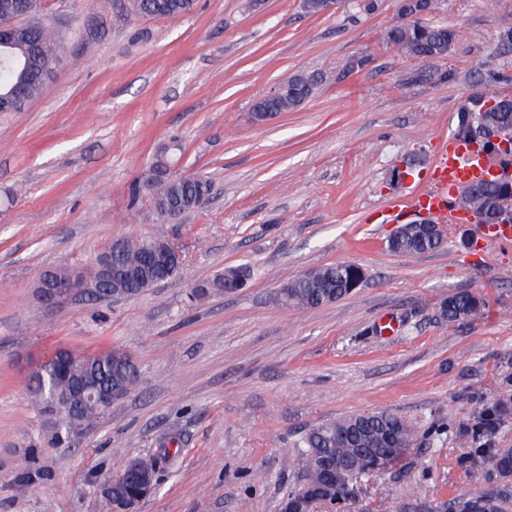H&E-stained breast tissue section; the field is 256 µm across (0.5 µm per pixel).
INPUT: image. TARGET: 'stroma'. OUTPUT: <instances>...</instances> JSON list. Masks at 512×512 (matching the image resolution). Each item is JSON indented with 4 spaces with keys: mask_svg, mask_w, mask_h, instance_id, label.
<instances>
[{
    "mask_svg": "<svg viewBox=\"0 0 512 512\" xmlns=\"http://www.w3.org/2000/svg\"><path fill=\"white\" fill-rule=\"evenodd\" d=\"M109 2L43 0L59 66L23 111L0 112V512H100L98 484L170 435L172 460L137 512H279L302 484L301 438L379 410L415 442L362 477L355 502L318 512L512 496V479L477 487L467 475L483 443L512 448V240L462 224L407 256L388 249L384 221L429 187L438 139L468 98L488 85L512 98V0H438L429 22L458 37L430 62L384 43L399 0L314 16L303 0H197L172 19ZM298 72L328 80L254 124V99ZM174 141L175 172L212 190L162 222L132 190ZM133 233L175 242L181 272L136 297L39 301L44 268L89 266ZM342 262L365 273L348 296L278 303L289 280ZM241 264L254 271L246 288L191 300L198 281ZM461 292L483 307L448 325L441 308ZM112 347L133 358L137 386L81 438L48 444L29 370L61 348Z\"/></svg>",
    "mask_w": 512,
    "mask_h": 512,
    "instance_id": "obj_1",
    "label": "stroma"
}]
</instances>
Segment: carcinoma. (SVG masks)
I'll list each match as a JSON object with an SVG mask.
<instances>
[{"label": "carcinoma", "instance_id": "1", "mask_svg": "<svg viewBox=\"0 0 512 512\" xmlns=\"http://www.w3.org/2000/svg\"><path fill=\"white\" fill-rule=\"evenodd\" d=\"M132 11L152 17L175 18L191 12L194 0H130ZM457 33L443 25L423 23L419 20L396 22L383 34L386 44L400 55L421 61L441 59L456 40ZM59 37L44 23L26 28L23 38L0 36V94L6 95L17 88L25 90L29 99L38 97L59 63ZM328 79L323 73H301L286 79L288 95L275 101L278 111L287 112L311 99ZM506 127L512 130V99L500 96L493 90L476 93L457 113L456 137L467 138L485 128ZM147 191L161 189L154 196V212L165 218L174 211L186 213L207 197L212 188L205 176H183L169 172L167 159L156 160L143 181ZM475 193L458 198L460 207L482 217L494 214L493 204L499 198L500 188L494 184H479ZM148 239L129 236L125 250L119 258L124 269L138 273L134 279L112 282V291L124 298L137 296L151 288L144 275ZM441 245V238L420 236V228L411 227L392 245L391 251L402 255H417ZM364 278L362 269L352 263H339L312 268L288 281L280 292L288 305L295 308H316L332 303L350 294ZM480 310V302L470 293H459L448 298L441 309V318L452 325ZM127 353L119 349H106L93 359L86 372L107 387L121 384L127 390L137 384V367L126 361ZM57 365L50 364L43 371L42 385L31 390L29 396L33 410L47 415L51 392L64 389L56 374ZM70 421L54 422L49 428L51 441L62 445L69 437ZM414 433L406 421L386 411L360 413L321 424L302 438L300 447L304 463V481L316 484L321 478V466L328 463L346 469L345 483L333 492L342 501L354 495V485L364 476L369 459L384 456L390 460L410 447ZM170 452L163 448L158 453L138 459L142 470L159 477ZM496 473L503 479L512 477V448H482L469 464V478L481 482L488 474ZM480 512H512V499L506 495L483 492L474 497H461L448 502V512H473L472 505Z\"/></svg>", "mask_w": 512, "mask_h": 512}]
</instances>
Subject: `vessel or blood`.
<instances>
[{
	"label": "vessel or blood",
	"instance_id": "vessel-or-blood-1",
	"mask_svg": "<svg viewBox=\"0 0 512 512\" xmlns=\"http://www.w3.org/2000/svg\"><path fill=\"white\" fill-rule=\"evenodd\" d=\"M437 179L426 192L412 194L409 206L437 218H446L454 202L453 195L463 186L487 179L490 168L484 155L457 139H448L437 154Z\"/></svg>",
	"mask_w": 512,
	"mask_h": 512
}]
</instances>
